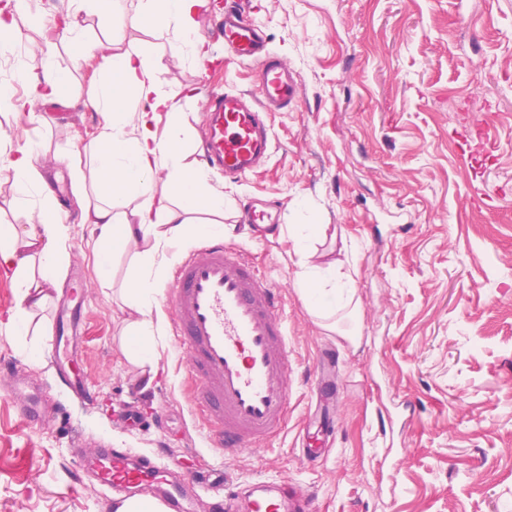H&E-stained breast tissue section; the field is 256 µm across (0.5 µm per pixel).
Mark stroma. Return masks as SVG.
Returning <instances> with one entry per match:
<instances>
[{
	"mask_svg": "<svg viewBox=\"0 0 512 512\" xmlns=\"http://www.w3.org/2000/svg\"><path fill=\"white\" fill-rule=\"evenodd\" d=\"M136 0H114L112 32L122 48H149L161 89L185 93L187 144L202 159L199 130L208 95L259 97L256 65L224 54L209 9L196 17L195 55L172 32L136 27ZM271 50L295 70L298 101L268 116V170L235 182L207 178L226 195L236 230L228 244L280 288L288 359L301 378L283 432L237 461L208 447L174 332L155 339L156 373L130 364L121 347L129 310L121 288L130 252L112 259V285L94 269L93 225L75 204L72 157L103 123L88 96L98 59L58 47L53 64L64 97L32 116L0 111V225L27 227L34 206L17 201L8 158L35 150L71 226L68 279L87 290L79 327L93 404L58 382L49 353H20L0 329V358L14 360L60 409L53 427L33 428L0 389V512H114L110 494L76 478L71 430L86 441L153 453L180 473L222 467L234 486L288 480L308 488L313 512H512V0H252ZM68 0H23L17 17V80L40 72L29 55L42 25ZM490 114L496 139L462 141L467 116ZM253 197L288 224H334L353 242L361 341L321 327L296 284L289 240L242 225ZM134 403L147 423L132 430L114 407ZM328 409L319 456L305 454L307 418ZM163 418L162 432L148 423Z\"/></svg>",
	"mask_w": 512,
	"mask_h": 512,
	"instance_id": "35a3bbf8",
	"label": "stroma"
}]
</instances>
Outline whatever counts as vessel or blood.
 Instances as JSON below:
<instances>
[{
	"label": "vessel or blood",
	"mask_w": 512,
	"mask_h": 512,
	"mask_svg": "<svg viewBox=\"0 0 512 512\" xmlns=\"http://www.w3.org/2000/svg\"><path fill=\"white\" fill-rule=\"evenodd\" d=\"M224 44L233 57L259 61L261 97L227 91L206 101L201 138L209 162L225 177L243 179L263 169L272 149L265 116L287 109L300 94L291 65L266 48L260 22L243 0H225ZM251 224L279 223L269 201L255 199L244 210ZM83 290L73 286L71 306L55 319L56 339L65 349L56 355L60 379L82 402L91 399V380L77 356L70 353L79 326ZM166 303L173 317L176 349L188 356L192 400L199 412L209 447L233 461L271 438L288 417V385L294 370L288 361V329L278 288L262 279L249 257L208 238L176 268ZM0 388L11 394L28 425L44 426L56 410L30 386L15 362H0ZM89 479L125 496L151 491L166 512H306L299 487L258 479L243 496L227 491L224 470L200 472L187 480L166 468L158 458H132L124 448L81 449Z\"/></svg>",
	"instance_id": "b4317fda"
}]
</instances>
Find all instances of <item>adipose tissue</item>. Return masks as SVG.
Listing matches in <instances>:
<instances>
[{"label": "adipose tissue", "instance_id": "ef3b65f1", "mask_svg": "<svg viewBox=\"0 0 512 512\" xmlns=\"http://www.w3.org/2000/svg\"><path fill=\"white\" fill-rule=\"evenodd\" d=\"M205 0H142L130 18L135 26L146 24L172 28L176 38L193 45V17ZM79 17H72L59 30L56 40L45 41L39 50L43 74L24 95L13 86L0 83V105L15 114H31L35 104L55 99L63 84L52 65L58 43L69 44L76 58L100 57L106 75L89 98L90 106L101 112L104 123L84 146L83 157L73 167L79 180L95 174L97 199L87 188L77 198L82 221L94 225L97 235L93 255L102 283L112 278V254L132 251L135 270L123 288L126 305L134 313L124 329L125 358L139 368L155 366L157 354L150 342L163 335V318H152L157 306L158 284L169 263L171 248L192 244L208 235H228L224 222V193L213 188L199 163L189 160L183 138L180 103L176 96L160 91V77L154 57L145 49L124 50L115 38L92 42L82 37ZM13 185L21 196L37 195L36 224L26 230L0 225V267L11 270L19 303L0 326L25 336L37 309L48 292L57 288L68 265L65 244L70 227L51 191L33 162V150L18 149L9 159ZM133 201L129 210L118 209L117 199ZM209 215L207 223L192 219L194 212ZM297 257V279L303 293L312 300L320 317L338 310L358 314L360 301L353 286L356 266L351 265L348 244L318 250L311 238L336 239L329 225L291 224L287 227Z\"/></svg>", "mask_w": 512, "mask_h": 512}]
</instances>
